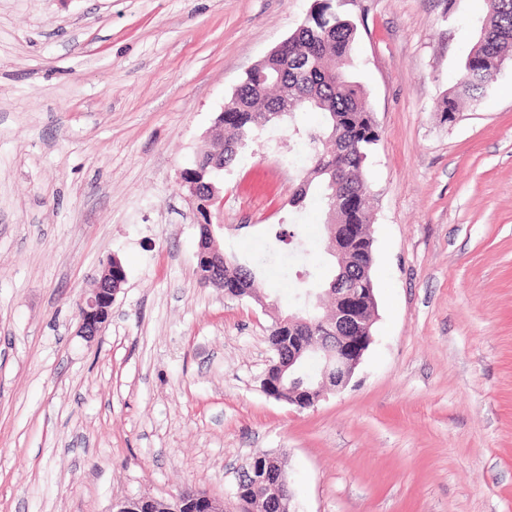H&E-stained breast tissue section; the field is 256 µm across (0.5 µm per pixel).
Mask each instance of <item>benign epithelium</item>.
Listing matches in <instances>:
<instances>
[{
    "instance_id": "obj_1",
    "label": "benign epithelium",
    "mask_w": 512,
    "mask_h": 512,
    "mask_svg": "<svg viewBox=\"0 0 512 512\" xmlns=\"http://www.w3.org/2000/svg\"><path fill=\"white\" fill-rule=\"evenodd\" d=\"M181 179L188 191L189 200L196 210L208 213L220 203L219 190L209 182V190L202 189V181L184 172ZM200 239H210L209 247L198 243L197 267L206 268L205 275L214 287L222 289L230 297H240V292L249 291L241 278L230 281L224 279V250L218 238L224 235L222 224H201ZM360 241L358 226L355 224L336 225V253H341ZM112 261H107L95 288L84 295L78 303V333L91 342L106 327L112 317V304L116 294L125 282V277L113 273ZM336 286V308L332 323L334 330L326 336H314L313 352H308L304 337L293 335L294 329L305 322L304 310L278 318V325L288 330L281 337L278 346L277 366L284 370L300 360L316 361L320 369L319 376L308 380V385L288 398V403L300 408H310L329 393L345 388L353 377L356 368L372 342L373 319L365 320L361 311L375 308L374 288L369 278L338 280ZM237 484H246L264 492L266 499L276 512H289L292 499L290 482L282 460L273 454L263 462L251 459L240 470ZM192 496L200 499L202 512H224V499L213 496L199 488H193ZM185 512L184 497L172 494L168 497L143 495L128 497L112 502L109 512Z\"/></svg>"
}]
</instances>
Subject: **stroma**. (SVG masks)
I'll return each mask as SVG.
<instances>
[{
	"label": "stroma",
	"instance_id": "obj_1",
	"mask_svg": "<svg viewBox=\"0 0 512 512\" xmlns=\"http://www.w3.org/2000/svg\"><path fill=\"white\" fill-rule=\"evenodd\" d=\"M314 0H0V512H109L186 485L236 512L251 456L287 462L290 512H512V58L439 112L485 0H341L380 139L374 341L309 409L269 397L271 314L200 285L181 173L244 73ZM306 147L256 133L212 180L225 254L269 300L322 278ZM118 256L93 342L77 303Z\"/></svg>",
	"mask_w": 512,
	"mask_h": 512
}]
</instances>
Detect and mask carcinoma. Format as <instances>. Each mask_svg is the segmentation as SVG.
<instances>
[{
	"mask_svg": "<svg viewBox=\"0 0 512 512\" xmlns=\"http://www.w3.org/2000/svg\"><path fill=\"white\" fill-rule=\"evenodd\" d=\"M338 0H315L305 21L288 36V46L274 51L245 74L224 111V166L232 165L244 142L268 125L294 122L298 112L324 117L319 129L308 131L307 171L294 189L291 203L303 206L316 193L325 210L328 235L334 224H372L370 193L363 177L365 162L379 141L363 87L354 80L353 49L357 25L338 9ZM490 18L470 56L459 83L461 93L475 100L496 80L497 61L512 50V0H488ZM214 154H200L194 174L209 181ZM374 256L366 247L334 258L333 276L355 270L371 273ZM306 365L282 375L283 395L309 378ZM235 497L269 512L262 492L236 487Z\"/></svg>",
	"mask_w": 512,
	"mask_h": 512,
	"instance_id": "cac0c4a2",
	"label": "carcinoma"
}]
</instances>
